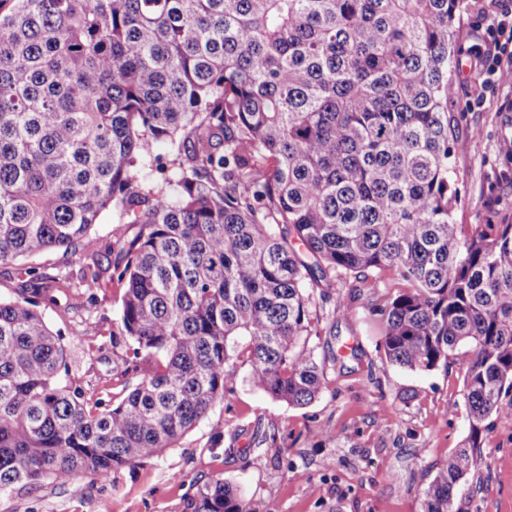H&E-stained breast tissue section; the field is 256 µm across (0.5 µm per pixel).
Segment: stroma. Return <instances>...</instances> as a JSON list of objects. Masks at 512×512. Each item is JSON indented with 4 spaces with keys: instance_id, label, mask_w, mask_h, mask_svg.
I'll list each match as a JSON object with an SVG mask.
<instances>
[{
    "instance_id": "1",
    "label": "stroma",
    "mask_w": 512,
    "mask_h": 512,
    "mask_svg": "<svg viewBox=\"0 0 512 512\" xmlns=\"http://www.w3.org/2000/svg\"><path fill=\"white\" fill-rule=\"evenodd\" d=\"M486 23L478 0H468L458 36L459 67L448 109L459 123L456 168L467 200L460 224H481L488 203L512 212V87L470 79L473 36ZM122 292L98 291L85 309L67 296L41 304L49 327L68 349L67 382L86 394L119 393L108 347ZM361 293L348 319L332 321L324 303L321 335L309 346L325 365L321 393L292 407L251 384L238 367L234 389L164 458L144 461L103 481L82 474L66 484L0 494V512H189L197 488L214 475L237 485L262 512H423V492L468 430L462 390L464 358L419 373L385 362L381 333ZM101 349V358L91 350ZM336 430L334 441L316 437ZM478 465L455 495L456 512H512V421H494L477 452Z\"/></svg>"
}]
</instances>
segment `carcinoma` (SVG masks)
<instances>
[{
	"mask_svg": "<svg viewBox=\"0 0 512 512\" xmlns=\"http://www.w3.org/2000/svg\"><path fill=\"white\" fill-rule=\"evenodd\" d=\"M465 0H0V265L89 259L123 289L119 401L62 386L34 267L0 300V493L100 479L175 448L237 380L311 404L308 349L338 287L373 297L387 363L467 359L464 444L425 490L455 512L489 425L512 418V216L457 224L448 111ZM169 146L167 161L154 154ZM113 237L110 281L90 233ZM389 273L396 295L380 291ZM191 512H256L215 476ZM118 216L112 211V208L103 210L92 229L93 236L97 237L103 245L112 243V239L117 233L125 234V237L131 239L137 228L129 224H117Z\"/></svg>",
	"mask_w": 512,
	"mask_h": 512,
	"instance_id": "carcinoma-1",
	"label": "carcinoma"
}]
</instances>
